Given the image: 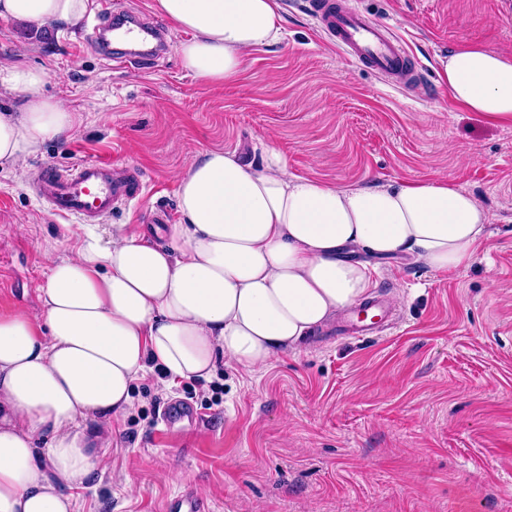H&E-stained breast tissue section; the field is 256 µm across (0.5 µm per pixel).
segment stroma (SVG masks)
<instances>
[{
	"mask_svg": "<svg viewBox=\"0 0 512 512\" xmlns=\"http://www.w3.org/2000/svg\"><path fill=\"white\" fill-rule=\"evenodd\" d=\"M279 3V40L220 87L183 68L174 29L163 56L119 66L80 29L0 19V67L44 69L46 93L78 117L24 173L0 171V315L40 314L49 258L82 232L33 191L42 166L105 157L141 169L142 194L100 223L108 232L156 208L180 223L179 178L204 152L257 165L270 144L289 174L338 186L451 180L486 207L489 236L454 273L375 260L371 295L392 308L383 331L342 333L341 313L252 372L136 381L75 512H167L187 493L210 512H512V125L460 108L438 76L465 42L512 53V0H343L416 59L411 93L341 57L308 0ZM175 401L201 422H164Z\"/></svg>",
	"mask_w": 512,
	"mask_h": 512,
	"instance_id": "1",
	"label": "stroma"
}]
</instances>
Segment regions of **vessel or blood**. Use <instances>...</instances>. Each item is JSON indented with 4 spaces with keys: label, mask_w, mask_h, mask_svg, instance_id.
I'll return each instance as SVG.
<instances>
[{
    "label": "vessel or blood",
    "mask_w": 512,
    "mask_h": 512,
    "mask_svg": "<svg viewBox=\"0 0 512 512\" xmlns=\"http://www.w3.org/2000/svg\"><path fill=\"white\" fill-rule=\"evenodd\" d=\"M320 31L344 57L370 67L410 90L420 80L415 59L386 27L363 12L343 7L339 0H309ZM162 30L143 15L127 20L118 0H102L89 33L92 47L107 60L137 62L156 56ZM141 172L119 160H88L62 171L43 167L36 193L50 212L95 224L111 216L117 204L141 195Z\"/></svg>",
    "instance_id": "1"
}]
</instances>
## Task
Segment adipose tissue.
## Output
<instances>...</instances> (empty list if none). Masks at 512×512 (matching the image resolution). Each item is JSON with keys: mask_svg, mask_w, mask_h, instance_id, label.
Here are the masks:
<instances>
[{"mask_svg": "<svg viewBox=\"0 0 512 512\" xmlns=\"http://www.w3.org/2000/svg\"><path fill=\"white\" fill-rule=\"evenodd\" d=\"M185 32L183 67L220 85L249 53L278 40L277 0H155ZM86 0H0V19L80 26ZM452 100L512 124V54L467 43L441 58ZM43 69H0V90L24 96L0 112V169L24 171L76 117L47 95ZM177 224L84 227L50 259L42 313L0 316V512H75L74 489L104 466L82 425L133 407L134 383L210 379L219 361L268 366L296 350L375 286L371 257L406 254L435 272L469 267L490 216L447 179L339 187L292 176L265 146L264 163L211 149L179 179ZM48 435L38 448L40 435Z\"/></svg>", "mask_w": 512, "mask_h": 512, "instance_id": "adipose-tissue-1", "label": "adipose tissue"}]
</instances>
